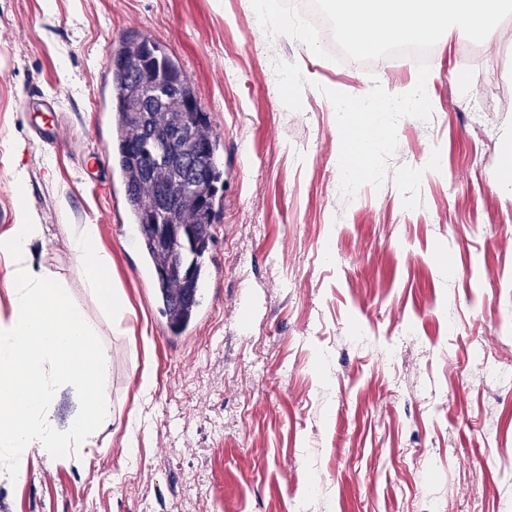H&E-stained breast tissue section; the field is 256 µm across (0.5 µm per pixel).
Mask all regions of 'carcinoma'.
<instances>
[{"label": "carcinoma", "mask_w": 512, "mask_h": 512, "mask_svg": "<svg viewBox=\"0 0 512 512\" xmlns=\"http://www.w3.org/2000/svg\"><path fill=\"white\" fill-rule=\"evenodd\" d=\"M112 136L115 150L112 163L119 169L126 187L133 223L155 212L156 220L165 224L171 218L192 229V236L181 238L166 248L152 231H144L143 244L153 259L162 291L165 310L174 318L185 317L189 307L180 303L174 290L184 292L180 280L170 274L173 265L190 269L191 287L197 288L212 244L208 233L220 204L218 184L224 171L216 163L219 143L207 113L195 109L197 134L207 146L211 162L205 185L186 178L176 183L181 204L175 214L154 211V186L145 179L147 168L155 169L157 178L171 177L166 167V147L162 141L142 131L130 111L131 104L146 99L156 105L155 122L159 126L178 117L182 102H197L194 87L178 61L150 36L132 32L121 40L113 55L111 69Z\"/></svg>", "instance_id": "cac0c4a2"}]
</instances>
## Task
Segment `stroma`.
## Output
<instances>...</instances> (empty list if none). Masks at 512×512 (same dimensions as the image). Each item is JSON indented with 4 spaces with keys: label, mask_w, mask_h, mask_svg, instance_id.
<instances>
[{
    "label": "stroma",
    "mask_w": 512,
    "mask_h": 512,
    "mask_svg": "<svg viewBox=\"0 0 512 512\" xmlns=\"http://www.w3.org/2000/svg\"><path fill=\"white\" fill-rule=\"evenodd\" d=\"M132 30L179 59L224 164L216 297L175 344L133 272L118 170L85 169L112 147L109 70ZM468 43L437 42L431 119L401 120L384 185L348 199L322 90L409 88L413 65L372 76L267 39L250 0H0V233L21 200L46 224L44 260L100 327L112 406L92 446L0 453V512H512V20L469 71ZM276 58L307 81L301 111ZM48 95L60 148L31 136ZM71 224L98 225L123 317L85 291Z\"/></svg>",
    "instance_id": "obj_1"
}]
</instances>
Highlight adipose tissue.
<instances>
[{
	"label": "adipose tissue",
	"instance_id": "obj_1",
	"mask_svg": "<svg viewBox=\"0 0 512 512\" xmlns=\"http://www.w3.org/2000/svg\"><path fill=\"white\" fill-rule=\"evenodd\" d=\"M45 238V226L22 206L0 235V257L10 267L9 310L0 312V394L9 398L0 408V447L19 461L33 448L54 453L91 444L112 424L104 383L109 357L97 325L75 307L58 274L34 263L33 248ZM67 247L88 292L108 314L122 315V302L109 288L112 258L99 245L98 225H69ZM54 380L74 387L82 401L63 430L51 419Z\"/></svg>",
	"mask_w": 512,
	"mask_h": 512
}]
</instances>
